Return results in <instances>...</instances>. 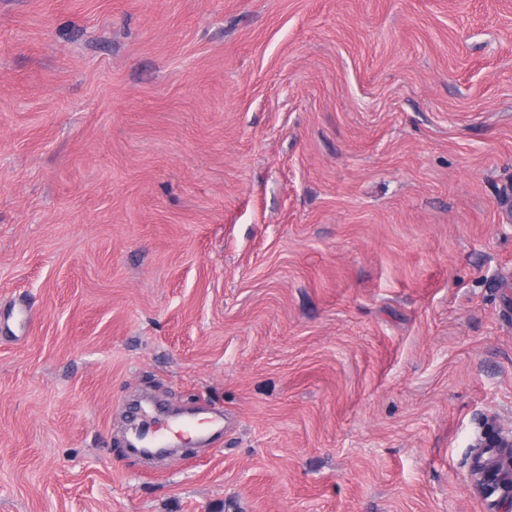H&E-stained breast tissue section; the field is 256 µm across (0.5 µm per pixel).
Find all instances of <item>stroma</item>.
I'll return each mask as SVG.
<instances>
[{
  "label": "stroma",
  "instance_id": "1",
  "mask_svg": "<svg viewBox=\"0 0 512 512\" xmlns=\"http://www.w3.org/2000/svg\"><path fill=\"white\" fill-rule=\"evenodd\" d=\"M19 302L0 512H512V0H0ZM151 425L155 428L151 431ZM203 423H183L178 420L160 419L151 416L149 411L141 410L135 417L132 431V439L129 440L130 447H138V444L144 447L146 453H156L169 447L176 440L191 433H197ZM144 429V432H143ZM139 432L143 437L139 435ZM474 448L476 452L473 458L471 477L475 480L489 479V472L482 462V457L489 448H496L502 466H506L508 473L512 471V432L503 434L492 430Z\"/></svg>",
  "mask_w": 512,
  "mask_h": 512
}]
</instances>
